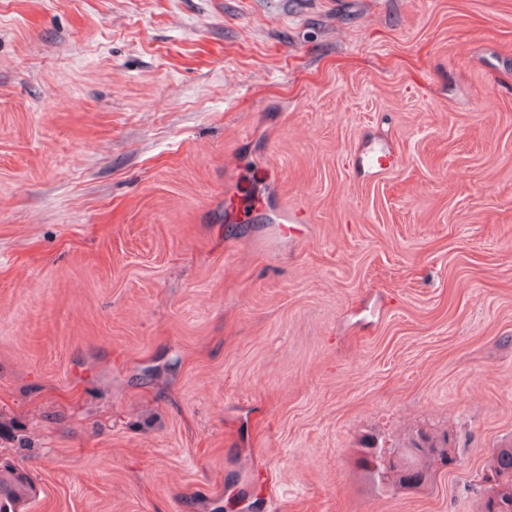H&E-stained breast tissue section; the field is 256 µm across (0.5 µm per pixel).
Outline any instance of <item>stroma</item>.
<instances>
[{"label":"stroma","mask_w":512,"mask_h":512,"mask_svg":"<svg viewBox=\"0 0 512 512\" xmlns=\"http://www.w3.org/2000/svg\"><path fill=\"white\" fill-rule=\"evenodd\" d=\"M509 442L512 0H0L27 512H479ZM426 439L438 445V447L431 448H443V451L439 455L420 454L408 458L403 474L399 478V483L403 487H408L411 490L425 487L432 482L437 466L443 467L448 465L449 461L454 462V459L448 454V438L439 440L427 434ZM453 464H449L448 467H451ZM383 450L404 457L406 448H372V446H368L361 451V456L358 458V467L374 490L381 492L397 490V483L384 475L379 467L378 460Z\"/></svg>","instance_id":"1"}]
</instances>
